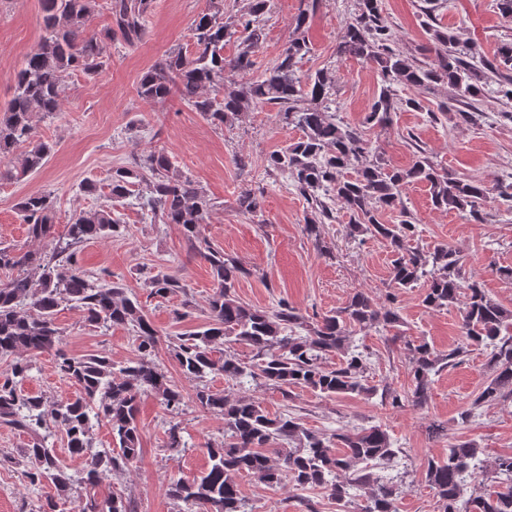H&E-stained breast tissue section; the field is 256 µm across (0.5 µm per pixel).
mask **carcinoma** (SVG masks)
<instances>
[{
  "label": "carcinoma",
  "instance_id": "obj_1",
  "mask_svg": "<svg viewBox=\"0 0 512 512\" xmlns=\"http://www.w3.org/2000/svg\"><path fill=\"white\" fill-rule=\"evenodd\" d=\"M320 0H298L294 30L273 65L258 78L250 77L253 57L264 39L263 16L268 0H249L237 22H224V0H209V9L193 21L194 53L175 49L142 73L138 96L148 103L164 102L172 91L205 118L219 124L224 117L268 104L279 120L301 135L266 158L270 172L288 174L293 186L314 209L303 231L323 251L321 225L336 220L327 200L342 204L348 217L346 233L384 241L391 253L390 291L378 303L363 290L350 294L342 306L315 322L281 299L272 308L242 303L236 284L247 274L224 251L201 245L200 224L210 200L190 179L176 173L168 153L154 150L135 166L118 167L109 183L110 197L125 199L141 187L142 205L164 224H178L188 242L209 264L213 290L208 300L209 321L172 344L182 373L200 381L194 402L207 413L224 418V446L209 448V467L191 481L177 480L167 495L182 503V512H247L237 477L252 476L269 488L288 479L302 490L322 489L337 512H398L396 482L377 471L396 458L389 435L379 426L338 431L329 436L306 428L289 414L270 416L254 398L229 400L224 392L204 383L222 375L243 383L262 380L286 400L292 389L306 387L324 397L357 394L381 397L393 407L428 403L434 377L472 345L484 348L489 376L472 407L460 413L461 422L473 417V408L491 406L512 397V311L491 299L477 281L465 280V256L446 244L423 248L412 245L416 222L404 205V192L415 182L429 186L434 207L483 219L489 195L512 200V181L492 186L479 179L458 177L439 167L425 151H418L407 168L393 167L374 152L364 129L387 126L403 107L419 109L416 98H402L397 86L429 89L442 85L461 104L456 116L479 123V102L493 76L508 75L500 93L512 100V42L498 46L493 60L478 65L458 55L454 35L433 30L430 62L403 54L398 38L386 24L380 0H359V9L336 40V57L356 58L375 65L381 87L362 125L336 120L331 98L333 77L324 70L306 76L300 60L310 51L306 31ZM43 35L14 77V93L0 108V153L21 143L31 144L19 165L0 168V181H20L41 169L55 144L33 141L31 118L61 111L64 78L73 71L97 73L105 64L104 40L129 46L140 41L148 0H111L112 25L105 38L87 33L97 0H40ZM237 43V52L224 57V44ZM400 213L397 224L380 221L381 211ZM19 212L31 238L47 243L43 253L0 248V269L17 274L0 282V358H14L0 374V424L27 432L31 441L23 449L28 463L26 478L33 486L51 484L55 495L46 499L43 512H64L60 503L69 497L72 477L48 432L62 431L69 452L85 458L84 482L97 485L114 471L137 463L142 454L138 404L144 395L158 398L173 416L165 430L166 447L184 448L181 423L184 397L154 363L158 331L142 305L128 296L118 282L102 283L76 266L74 256L84 243L118 237L124 225L103 206L75 214L62 236L54 232V202L49 194L26 196ZM424 284L422 305L428 309L461 307V346L440 354L424 340H408L411 355L410 387L398 391L368 383L369 362L353 335L382 326L396 328L401 318L396 291ZM150 294L162 298L184 290L180 279L159 273L148 282ZM80 310L90 325H130L136 332L137 357L114 371L102 354L74 356L63 347V334L55 322L61 303ZM244 343L255 350L256 362H241L223 345ZM54 356L56 372L75 387L70 397L47 402L21 392L29 377L32 358ZM342 354L336 367L324 365L331 354ZM110 427L114 448L91 452L94 423ZM280 444L277 457L265 449ZM480 448L470 441L448 446V455L430 458L425 482L437 499L439 512H512V454L495 458L491 470L480 459Z\"/></svg>",
  "mask_w": 512,
  "mask_h": 512
}]
</instances>
